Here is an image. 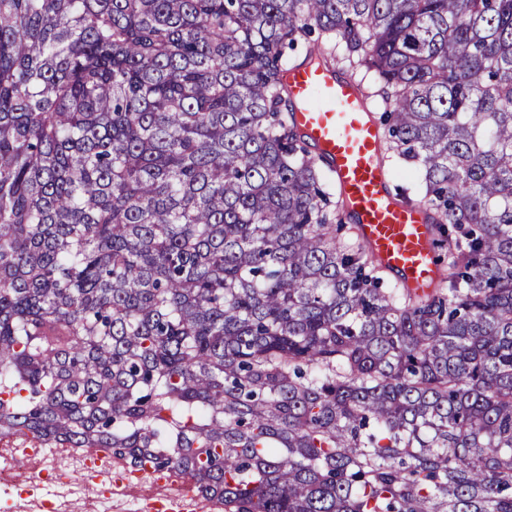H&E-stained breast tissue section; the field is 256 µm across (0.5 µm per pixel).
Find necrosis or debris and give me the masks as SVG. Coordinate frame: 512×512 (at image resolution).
I'll list each match as a JSON object with an SVG mask.
<instances>
[{"label":"necrosis or debris","mask_w":512,"mask_h":512,"mask_svg":"<svg viewBox=\"0 0 512 512\" xmlns=\"http://www.w3.org/2000/svg\"><path fill=\"white\" fill-rule=\"evenodd\" d=\"M124 462L106 448L62 443H0V512H150L156 501L172 512H222V501L190 481L158 484L126 478Z\"/></svg>","instance_id":"4bbe7bcc"}]
</instances>
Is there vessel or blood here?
I'll list each match as a JSON object with an SVG mask.
<instances>
[{"label": "vessel or blood", "mask_w": 512, "mask_h": 512, "mask_svg": "<svg viewBox=\"0 0 512 512\" xmlns=\"http://www.w3.org/2000/svg\"><path fill=\"white\" fill-rule=\"evenodd\" d=\"M296 121L330 164L370 256L406 287H432L438 276L425 212L390 186L380 162V131L356 87L309 64L288 73Z\"/></svg>", "instance_id": "b4317fda"}]
</instances>
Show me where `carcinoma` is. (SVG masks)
Listing matches in <instances>:
<instances>
[{
	"label": "carcinoma",
	"mask_w": 512,
	"mask_h": 512,
	"mask_svg": "<svg viewBox=\"0 0 512 512\" xmlns=\"http://www.w3.org/2000/svg\"><path fill=\"white\" fill-rule=\"evenodd\" d=\"M384 112L438 248L385 279L294 120ZM224 512H512V0H0V438Z\"/></svg>",
	"instance_id": "cac0c4a2"
}]
</instances>
